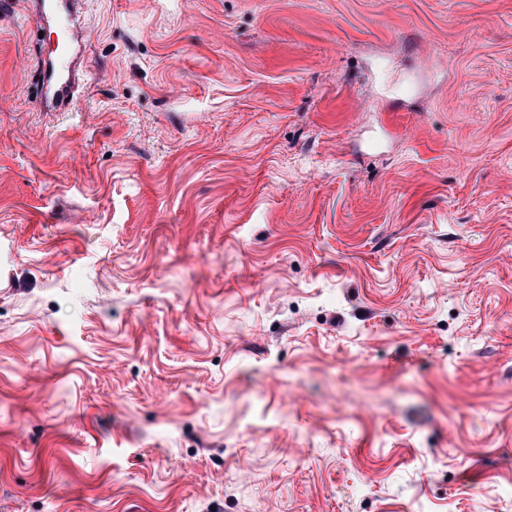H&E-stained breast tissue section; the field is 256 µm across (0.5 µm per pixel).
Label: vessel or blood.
Wrapping results in <instances>:
<instances>
[{"mask_svg":"<svg viewBox=\"0 0 512 512\" xmlns=\"http://www.w3.org/2000/svg\"><path fill=\"white\" fill-rule=\"evenodd\" d=\"M83 0H25L34 25L53 22L63 26V48L56 58L38 61L40 83L34 103L41 112H69L77 103L80 82L89 71L88 35L80 23Z\"/></svg>","mask_w":512,"mask_h":512,"instance_id":"1","label":"vessel or blood"}]
</instances>
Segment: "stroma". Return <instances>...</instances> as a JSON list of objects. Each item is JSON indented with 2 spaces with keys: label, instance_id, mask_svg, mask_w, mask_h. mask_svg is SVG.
Instances as JSON below:
<instances>
[{
  "label": "stroma",
  "instance_id": "35a3bbf8",
  "mask_svg": "<svg viewBox=\"0 0 512 512\" xmlns=\"http://www.w3.org/2000/svg\"><path fill=\"white\" fill-rule=\"evenodd\" d=\"M0 8V512H512V0ZM83 0H25L27 14L34 25L52 22L63 26L62 55L39 58L40 85L33 103L38 112H71L77 103L82 77L89 72L86 56L89 36L80 23Z\"/></svg>",
  "mask_w": 512,
  "mask_h": 512
}]
</instances>
